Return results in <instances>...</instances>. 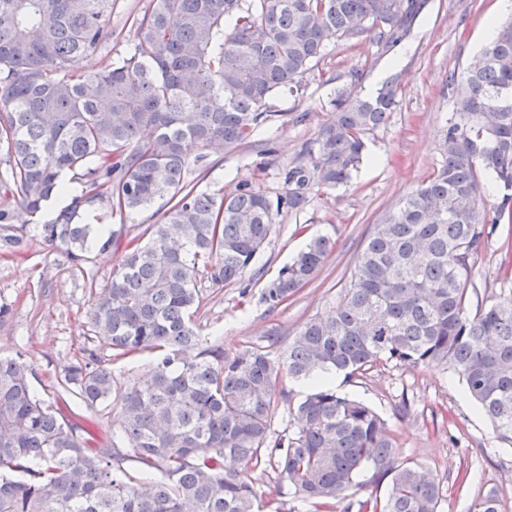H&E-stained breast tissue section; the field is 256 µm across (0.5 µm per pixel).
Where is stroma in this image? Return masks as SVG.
Listing matches in <instances>:
<instances>
[{
  "instance_id": "stroma-1",
  "label": "stroma",
  "mask_w": 512,
  "mask_h": 512,
  "mask_svg": "<svg viewBox=\"0 0 512 512\" xmlns=\"http://www.w3.org/2000/svg\"><path fill=\"white\" fill-rule=\"evenodd\" d=\"M149 4L116 0V36L79 57L74 69L96 71L129 58L135 33L126 18ZM498 12L499 0H426L409 39L397 47L388 49L369 38H329L305 74L300 93L274 95L269 101L273 118L249 142L232 151L207 150L203 161L190 163L187 180L197 190L227 195L248 181L277 197L286 190L285 170L334 118L338 87L354 85L363 96L388 84L397 89V105L386 124L369 136L366 158L352 182L314 192L304 210L276 216L256 259L264 277L250 280L248 296L240 297L235 286L203 294L195 320L204 336L233 349L274 330L294 335L310 318L335 310L373 225L396 211L437 169L438 143L454 111L448 73L473 64L485 44L486 22ZM1 207L11 210L12 219L0 226V304L9 305L12 314L0 325V354L23 356L33 370L31 386L42 396L65 366L90 348L91 287L106 282L120 255L94 249L86 264L73 265L63 250L38 236L46 212L30 213L13 197L0 194ZM315 235L335 242L324 267L286 306L268 309L260 299L267 280ZM9 236L20 237V244H6ZM506 236V227H499L479 256L468 284L471 302L512 291L498 276ZM336 389L365 401L386 420L398 441L399 461L438 474L446 488L439 512H468L473 498L489 489L498 491L501 512H512V483L497 482L512 472V448L496 447L490 422L466 396L458 377L433 366L387 364L341 381Z\"/></svg>"
}]
</instances>
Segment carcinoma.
I'll return each mask as SVG.
<instances>
[{
  "mask_svg": "<svg viewBox=\"0 0 512 512\" xmlns=\"http://www.w3.org/2000/svg\"><path fill=\"white\" fill-rule=\"evenodd\" d=\"M113 0H0V144L3 182L32 213L83 179L86 192L42 225L43 241L72 262L89 245L122 250L95 289L96 349L64 368L61 387L89 410L118 409L119 430L94 445L86 419L30 385L22 356H0V512H262L279 509L283 485L314 512H438L441 479L397 463V440L363 401L336 392L388 363L442 366L459 377L512 447V295L470 310L467 287L489 237L512 224V195L480 211L482 177L512 190V22L499 26L480 61L448 74L454 112L438 150L442 164L399 209L374 225L350 287L329 317L294 336L276 332L233 351L211 345L193 320L201 281L212 288L260 275L255 260L282 209L296 211L311 187L350 183L368 134L396 106V89L375 97L341 88L336 120L284 173L271 199L244 182L231 196L198 192L190 160L231 151L273 113L268 100L299 91L331 37L373 33L392 47L407 36L420 0H151L132 20L134 53L119 66L73 69L112 40ZM96 200L133 218L164 201L135 236H93L74 222ZM334 242L310 238L266 283L271 309L321 270ZM115 360L154 355L149 374L120 384ZM307 385L292 402L284 380ZM288 404L291 431L273 436ZM136 464L138 475L124 467ZM269 466L276 485L259 496L241 466ZM365 469L388 480L384 499L350 502ZM470 512H499L493 489Z\"/></svg>",
  "mask_w": 512,
  "mask_h": 512,
  "instance_id": "1",
  "label": "carcinoma"
}]
</instances>
